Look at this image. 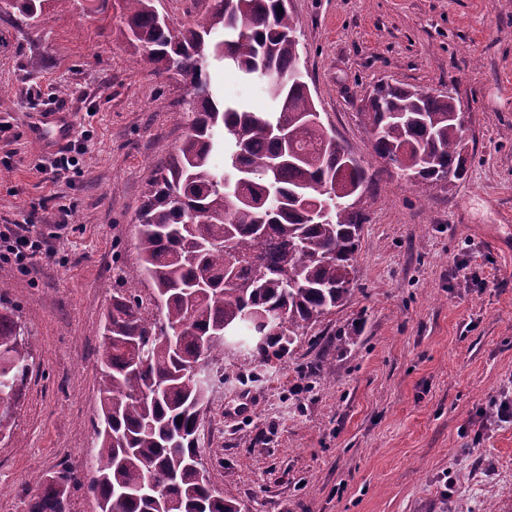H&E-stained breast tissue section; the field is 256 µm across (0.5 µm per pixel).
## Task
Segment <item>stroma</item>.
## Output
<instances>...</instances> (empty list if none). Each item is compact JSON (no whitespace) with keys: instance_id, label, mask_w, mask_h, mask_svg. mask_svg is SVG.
<instances>
[{"instance_id":"1","label":"stroma","mask_w":512,"mask_h":512,"mask_svg":"<svg viewBox=\"0 0 512 512\" xmlns=\"http://www.w3.org/2000/svg\"><path fill=\"white\" fill-rule=\"evenodd\" d=\"M300 62L326 128L377 173L357 289L258 382L215 388L200 448L240 512H512V0H290ZM123 0H50L29 26L0 0V225L48 252L0 266L33 363L0 437V512H28L46 476L87 490L100 412L103 327L138 260L135 217L184 138L189 91L154 75L121 32ZM218 95L264 112L260 85L221 66ZM381 83L454 90L466 116L462 179L412 185L380 163L361 112ZM68 94L57 92L58 85ZM84 153L65 179L31 131L42 98Z\"/></svg>"}]
</instances>
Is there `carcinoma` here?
<instances>
[{"instance_id": "obj_1", "label": "carcinoma", "mask_w": 512, "mask_h": 512, "mask_svg": "<svg viewBox=\"0 0 512 512\" xmlns=\"http://www.w3.org/2000/svg\"><path fill=\"white\" fill-rule=\"evenodd\" d=\"M45 0H14L27 19ZM126 39L157 76L192 91L190 132L151 181L137 216L131 287L112 298L98 381L87 489L101 512H238L211 495L196 470L201 412L225 344L246 352L232 367L280 360L307 330L354 293L364 215L356 205L375 174L347 166L303 76L299 21L286 0H210L190 27L171 26L155 0H125ZM219 62L263 81L272 101L252 112L218 98ZM375 155L417 184L465 171V114L448 91L380 86L364 112ZM146 279L156 314L132 285ZM32 341L0 311V434L30 372ZM64 469L46 479L29 512H66Z\"/></svg>"}]
</instances>
